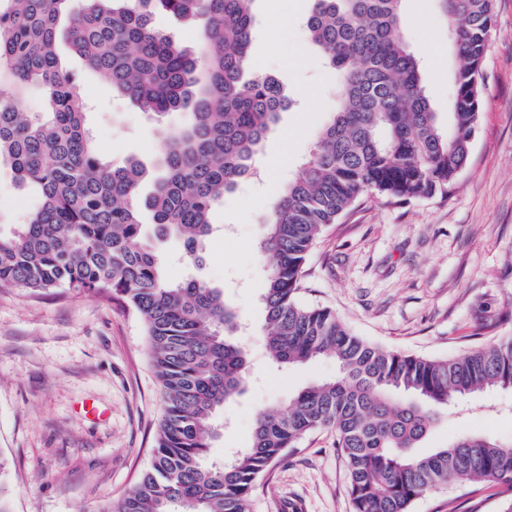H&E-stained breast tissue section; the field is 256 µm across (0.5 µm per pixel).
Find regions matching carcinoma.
<instances>
[{"instance_id": "1", "label": "carcinoma", "mask_w": 512, "mask_h": 512, "mask_svg": "<svg viewBox=\"0 0 512 512\" xmlns=\"http://www.w3.org/2000/svg\"><path fill=\"white\" fill-rule=\"evenodd\" d=\"M0 0V163L39 205L0 231V289L106 294L144 321L165 410L140 480L103 512H250L256 481L309 432L330 427L345 458L354 512H409L448 484L512 486V444L462 431L419 454L452 400L512 391V338L448 358L385 349L335 312L297 300L323 229L360 198H445L466 168L482 110L481 71L495 0H436L454 56L455 94L442 123L403 38L404 0H313L305 24L337 75L336 111L300 176L270 206L259 244L269 258L261 301L266 350L279 367L336 361L335 379L257 413L246 447L209 460L219 414L246 386V350L228 340L238 315L224 291L172 282L156 242L176 238L203 260L212 213L254 174L253 159L293 98L250 69L254 0ZM167 13L200 35L184 48L153 27ZM64 41L112 91L158 117L151 166L104 161L87 125L89 97L60 59ZM43 109H24L29 91Z\"/></svg>"}]
</instances>
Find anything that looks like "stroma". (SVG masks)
I'll list each match as a JSON object with an SVG mask.
<instances>
[{
    "mask_svg": "<svg viewBox=\"0 0 512 512\" xmlns=\"http://www.w3.org/2000/svg\"><path fill=\"white\" fill-rule=\"evenodd\" d=\"M311 0H255L252 58L296 101L280 113L255 165L213 214L220 228L196 267L174 238L158 250L169 280L187 276L223 289L243 327L248 387L223 412L210 450L221 459L246 447L258 411L336 375L316 359L271 366L259 293L267 260L257 245L272 188L295 179L336 108V74L304 26ZM288 16L279 22L278 13ZM409 47L430 42L420 68L435 111L452 96V56L435 0H404ZM60 51L92 89L89 122L109 163L151 162L157 136L149 114L115 95L68 46ZM483 107L470 159L448 198L388 202L366 195L312 247L299 299L332 309L347 326L382 347L448 358L512 336V0H496L481 79ZM37 199L0 164V229L24 223ZM163 415L160 387L140 316L121 302L61 288L47 295L0 289V459L12 512H99L118 501L149 466ZM465 430L512 443V392L487 390L449 407L424 449ZM507 485H448L410 512H499ZM251 512H353L344 459L330 430L306 435L258 479Z\"/></svg>",
    "mask_w": 512,
    "mask_h": 512,
    "instance_id": "1",
    "label": "stroma"
}]
</instances>
